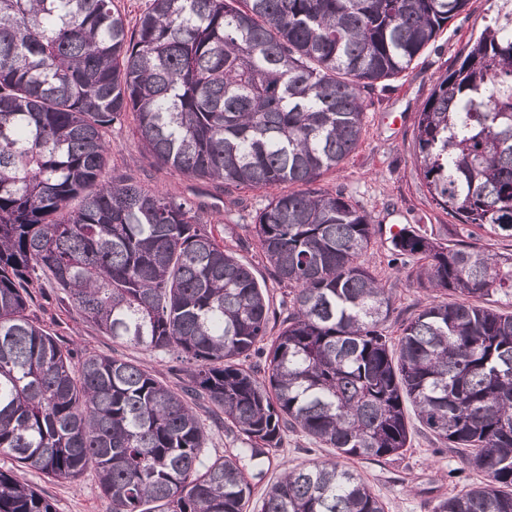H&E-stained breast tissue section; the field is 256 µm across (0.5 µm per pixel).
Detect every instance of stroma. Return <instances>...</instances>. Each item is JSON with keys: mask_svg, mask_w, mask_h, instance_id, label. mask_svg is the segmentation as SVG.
Listing matches in <instances>:
<instances>
[{"mask_svg": "<svg viewBox=\"0 0 512 512\" xmlns=\"http://www.w3.org/2000/svg\"><path fill=\"white\" fill-rule=\"evenodd\" d=\"M495 8L496 0H469L463 14L440 31L435 48L427 50L398 78L376 84L366 92L367 110L358 148L339 167L323 172L317 180L318 187L343 192L371 217L376 236L368 259L381 282L395 291L389 324L394 336L398 335L402 320L421 310L433 295L415 283L419 259L390 263L391 225H414L444 242L468 241L472 232L471 227L437 209L423 187L414 156L415 118L437 77L461 59ZM108 137L112 142L108 176L160 189L176 199L203 203L205 220L223 225L225 248L251 268L261 287L267 288L278 317H285V289L273 281L269 265L261 258L250 234L251 224L269 199L268 192L196 180L157 164L136 134L133 117L114 125ZM30 313L61 344L74 350L143 362L173 388L182 381L183 365L174 356L148 354L131 345L112 342L82 322L76 313L67 311L53 288L34 294ZM408 422L411 446L403 455L354 459L350 465L380 497L385 512H432L438 500L463 484L477 481L478 476L454 450L433 440L416 416H409ZM331 456V449L312 443L301 432H287L282 448L252 478L254 496H261L285 469ZM26 478L52 502L55 512H111L94 471H87L75 483L57 481L35 470L27 471Z\"/></svg>", "mask_w": 512, "mask_h": 512, "instance_id": "1", "label": "stroma"}]
</instances>
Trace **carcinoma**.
<instances>
[{"instance_id": "1", "label": "carcinoma", "mask_w": 512, "mask_h": 512, "mask_svg": "<svg viewBox=\"0 0 512 512\" xmlns=\"http://www.w3.org/2000/svg\"><path fill=\"white\" fill-rule=\"evenodd\" d=\"M468 0H151L137 27L115 0H0V455L77 482L96 471L112 512H384L345 459L410 447L405 404L485 476L433 512H512V253L404 227L392 262L448 292L390 336L393 289L370 270L375 228L315 187L359 146L362 92L406 71ZM151 158L269 196L251 269L192 201L107 179L106 138L127 113ZM432 202L512 239V0L416 117ZM80 319L186 364L176 391L148 366L79 358L30 318L45 284ZM506 307H499L502 299ZM261 355L262 366L243 361ZM206 405L242 447L206 460ZM298 429L336 451L252 500L260 465ZM0 512H54L0 471Z\"/></svg>"}]
</instances>
